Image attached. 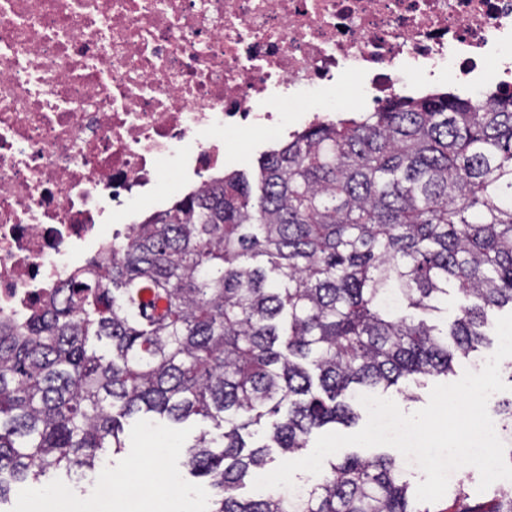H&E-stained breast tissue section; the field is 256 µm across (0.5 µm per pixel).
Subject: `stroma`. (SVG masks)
Listing matches in <instances>:
<instances>
[{
	"label": "stroma",
	"mask_w": 512,
	"mask_h": 512,
	"mask_svg": "<svg viewBox=\"0 0 512 512\" xmlns=\"http://www.w3.org/2000/svg\"><path fill=\"white\" fill-rule=\"evenodd\" d=\"M166 430V423L159 421L132 423L127 448L102 458V476L71 481L61 475L41 483L17 485L9 503L0 506V512H30L33 501H46L59 494L73 497L84 512H133L128 503L129 491L159 469L169 472L171 480L158 488L145 512H208L212 491L207 479L192 477L174 460L148 447L150 437L165 434Z\"/></svg>",
	"instance_id": "stroma-1"
}]
</instances>
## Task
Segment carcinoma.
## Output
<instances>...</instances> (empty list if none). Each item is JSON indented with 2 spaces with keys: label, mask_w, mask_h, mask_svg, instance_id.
<instances>
[{
  "label": "carcinoma",
  "mask_w": 512,
  "mask_h": 512,
  "mask_svg": "<svg viewBox=\"0 0 512 512\" xmlns=\"http://www.w3.org/2000/svg\"><path fill=\"white\" fill-rule=\"evenodd\" d=\"M463 297L441 320L448 291ZM512 308V93L395 97L314 125L135 225L19 320H0V503L82 477L124 422L212 423L174 446L209 512H434L390 455L329 457L305 497L238 495L272 449L349 427L363 389L446 377ZM269 442L248 444L251 428ZM512 512V483L486 508Z\"/></svg>",
  "instance_id": "cac0c4a2"
}]
</instances>
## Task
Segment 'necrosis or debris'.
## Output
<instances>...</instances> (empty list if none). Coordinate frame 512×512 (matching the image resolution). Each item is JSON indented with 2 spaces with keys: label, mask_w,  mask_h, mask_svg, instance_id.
<instances>
[{
  "label": "necrosis or debris",
  "mask_w": 512,
  "mask_h": 512,
  "mask_svg": "<svg viewBox=\"0 0 512 512\" xmlns=\"http://www.w3.org/2000/svg\"><path fill=\"white\" fill-rule=\"evenodd\" d=\"M455 78L512 92V0H0V317L43 304L141 212L199 191L228 136Z\"/></svg>",
  "instance_id": "necrosis-or-debris-1"
}]
</instances>
